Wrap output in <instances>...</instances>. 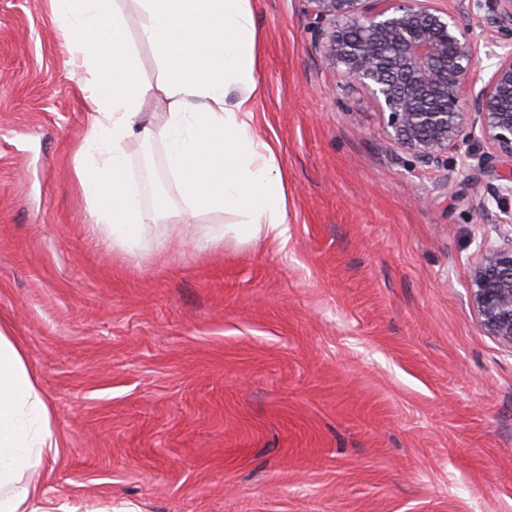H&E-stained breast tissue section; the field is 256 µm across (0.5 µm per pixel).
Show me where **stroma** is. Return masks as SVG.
<instances>
[{
	"instance_id": "1",
	"label": "stroma",
	"mask_w": 512,
	"mask_h": 512,
	"mask_svg": "<svg viewBox=\"0 0 512 512\" xmlns=\"http://www.w3.org/2000/svg\"><path fill=\"white\" fill-rule=\"evenodd\" d=\"M258 135L287 178L288 243L225 235L186 205L167 106L123 143L158 212L140 247L90 236L79 162L110 141L48 0H0V326L63 450L56 501L120 512H512V346L486 334L473 268L504 230L471 173L393 150L370 98L315 48L307 0H251ZM143 83L147 15L116 0ZM458 199L440 195L446 176Z\"/></svg>"
}]
</instances>
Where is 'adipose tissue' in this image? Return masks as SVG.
Wrapping results in <instances>:
<instances>
[{
  "mask_svg": "<svg viewBox=\"0 0 512 512\" xmlns=\"http://www.w3.org/2000/svg\"><path fill=\"white\" fill-rule=\"evenodd\" d=\"M148 14L142 40L158 50L156 85L138 79L139 59L122 16L109 0H50L65 24L70 59L86 68L83 89L94 129L112 149L99 165H78V187L90 204L91 228L111 226L140 239L152 217L126 175L122 141L151 136L140 125L147 100L168 107L167 164L190 211L237 215L238 241L288 242V196L275 146L256 133L260 63L251 0H140ZM61 443L36 376L14 337L0 328V512H89L81 501L53 505L40 470Z\"/></svg>",
  "mask_w": 512,
  "mask_h": 512,
  "instance_id": "obj_1",
  "label": "adipose tissue"
}]
</instances>
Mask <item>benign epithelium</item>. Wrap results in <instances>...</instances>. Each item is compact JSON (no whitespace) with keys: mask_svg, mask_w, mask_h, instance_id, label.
<instances>
[{"mask_svg":"<svg viewBox=\"0 0 512 512\" xmlns=\"http://www.w3.org/2000/svg\"><path fill=\"white\" fill-rule=\"evenodd\" d=\"M310 30L343 85L385 116L389 144L420 166L488 178L483 208L512 224V0H308ZM488 30L485 56L470 20ZM490 75L477 86L482 59ZM471 301L482 329L512 345V233L482 252Z\"/></svg>","mask_w":512,"mask_h":512,"instance_id":"7a95c632","label":"benign epithelium"}]
</instances>
